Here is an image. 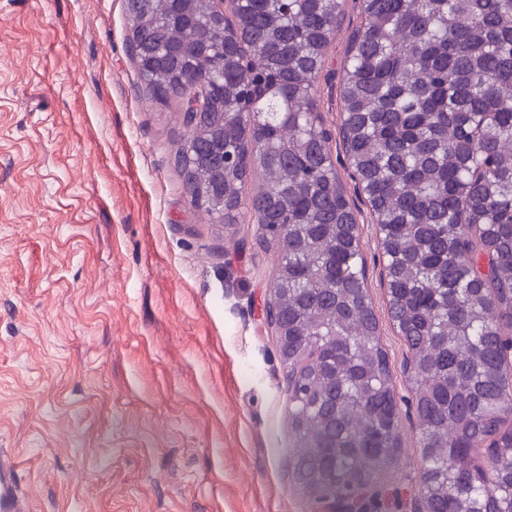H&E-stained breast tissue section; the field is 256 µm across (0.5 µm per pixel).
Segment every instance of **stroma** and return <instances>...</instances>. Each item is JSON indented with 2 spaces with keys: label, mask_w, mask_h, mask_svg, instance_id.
<instances>
[{
  "label": "stroma",
  "mask_w": 512,
  "mask_h": 512,
  "mask_svg": "<svg viewBox=\"0 0 512 512\" xmlns=\"http://www.w3.org/2000/svg\"><path fill=\"white\" fill-rule=\"evenodd\" d=\"M360 0L319 78L326 126ZM124 0H0V452L32 512H322L292 475L277 254L195 209L180 114L150 101ZM361 254L402 442L361 512H417L420 447L376 225Z\"/></svg>",
  "instance_id": "35a3bbf8"
}]
</instances>
